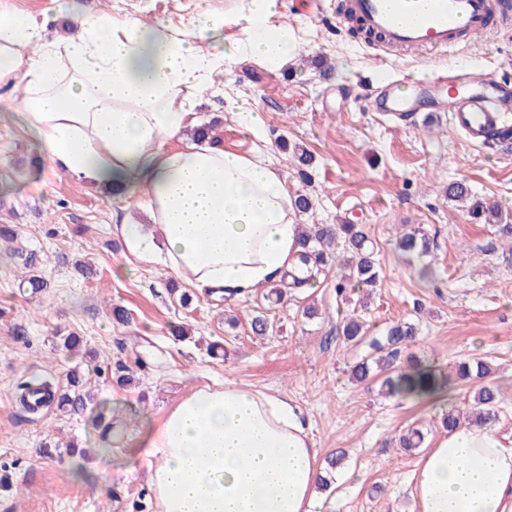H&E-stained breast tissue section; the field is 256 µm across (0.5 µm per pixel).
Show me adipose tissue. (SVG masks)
Returning a JSON list of instances; mask_svg holds the SVG:
<instances>
[{
    "mask_svg": "<svg viewBox=\"0 0 512 512\" xmlns=\"http://www.w3.org/2000/svg\"><path fill=\"white\" fill-rule=\"evenodd\" d=\"M224 51V20L207 10L189 32L133 18L84 15L48 40L0 0V86L18 92L26 125L65 174L143 199L149 227L115 230L128 253L164 263L197 293L239 301L297 267L298 211L286 179L261 155L183 143L194 98L239 59L288 62L287 30L265 26L278 0H253ZM302 409L278 394L225 383L193 389L146 424L156 512H311L322 475ZM414 512H512V448L489 428L442 437L412 476Z\"/></svg>",
    "mask_w": 512,
    "mask_h": 512,
    "instance_id": "1",
    "label": "adipose tissue"
}]
</instances>
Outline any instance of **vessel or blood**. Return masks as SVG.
<instances>
[{
  "label": "vessel or blood",
  "instance_id": "b4317fda",
  "mask_svg": "<svg viewBox=\"0 0 512 512\" xmlns=\"http://www.w3.org/2000/svg\"><path fill=\"white\" fill-rule=\"evenodd\" d=\"M363 32L381 36L382 50L443 52L460 34L485 33L490 16L512 25V0H348ZM372 111L390 120L444 112L448 123L474 145L497 137L512 143V82L458 67L413 81L383 72L368 94Z\"/></svg>",
  "mask_w": 512,
  "mask_h": 512
}]
</instances>
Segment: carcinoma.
<instances>
[{"label": "carcinoma", "mask_w": 512, "mask_h": 512, "mask_svg": "<svg viewBox=\"0 0 512 512\" xmlns=\"http://www.w3.org/2000/svg\"><path fill=\"white\" fill-rule=\"evenodd\" d=\"M448 197L453 200L472 199L471 212L474 215L494 213L483 202L474 198L470 187L457 181L448 185ZM299 260L313 264L317 272L336 265V295L347 296L356 288H373L379 282V270L374 246L361 224H338L334 227L324 224L300 225ZM395 247L405 255L424 256L430 251V240L416 229L402 226L396 237ZM304 286V281L293 273L286 274L281 283L272 289L276 300L288 292H294ZM416 328L408 322H397L381 330L374 331L353 315H346L340 322L336 338L358 350L351 366V378L356 382L370 379L380 381V389L390 397L407 398L422 394L424 399L434 398L446 391L448 379L436 373L430 365L423 364L416 356L406 357L405 363L396 365L407 344L414 341ZM490 373L489 366L478 361L474 364L463 362L458 367L461 378L475 376L483 378ZM40 392L42 402L48 406H57L70 414L83 412L93 401V397L82 390V381L75 371L70 373L69 387L65 391L54 389L47 380L26 381L19 385L17 398L29 412L36 408L27 402V395ZM501 391L490 384L478 388L474 397L471 422L487 424L495 417Z\"/></svg>", "instance_id": "cac0c4a2"}]
</instances>
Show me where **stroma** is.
I'll list each match as a JSON object with an SVG mask.
<instances>
[{
  "mask_svg": "<svg viewBox=\"0 0 512 512\" xmlns=\"http://www.w3.org/2000/svg\"><path fill=\"white\" fill-rule=\"evenodd\" d=\"M299 2L279 0L267 19L272 29L293 34L294 59L282 68L240 61L219 92L198 95L197 122L216 123L224 148L250 153L275 145L270 159L289 192L312 198L300 223L364 225L381 278L360 316L376 330L413 323L410 350L449 375L447 394L419 404L352 380L356 353L335 339L350 304L337 299L332 268L314 288L280 304L262 291L232 305L196 296L181 306L187 285L163 264L130 256L113 230L124 218L148 223L143 201L106 194L93 181L55 169L25 126L15 93L0 88V225L14 231L13 240H0V512H134V502L151 498L143 418L159 421L188 391L224 381L287 397L307 415L320 457L344 452L312 512H412L410 477L424 449L444 435L441 414L468 408L478 388L455 376L466 359L490 364L488 381L502 392L491 427L512 447V240L445 196L449 183L465 182L498 206L501 223L512 224V147H472L443 118L402 124L367 111L356 95L370 88L380 62L363 39L337 29V0H318L313 12ZM9 3L55 40L81 14L185 32L207 9L224 17L228 44L238 36L234 18L253 6L252 0ZM444 59L478 74L512 76V28H492ZM230 98L254 113L260 135L245 132L225 111ZM297 146L313 156L304 178L293 159ZM404 224L431 238L430 256L411 260L396 250ZM81 263L91 277L78 272ZM31 273L46 281L43 291L21 287ZM308 304L318 312L311 320L302 314ZM116 306L128 311V323L113 319ZM260 313L273 325L264 338L250 329ZM229 316L237 317L236 327L227 326ZM179 324L188 338L172 337ZM72 332L83 339L74 355L63 347ZM119 361L133 369L129 385L112 380ZM73 370L121 432L112 449L93 431V411L71 415L49 407L33 415L16 399L21 382L39 377L61 388ZM411 427L424 432L423 448L398 447V435Z\"/></svg>",
  "mask_w": 512,
  "mask_h": 512,
  "instance_id": "1",
  "label": "stroma"
}]
</instances>
